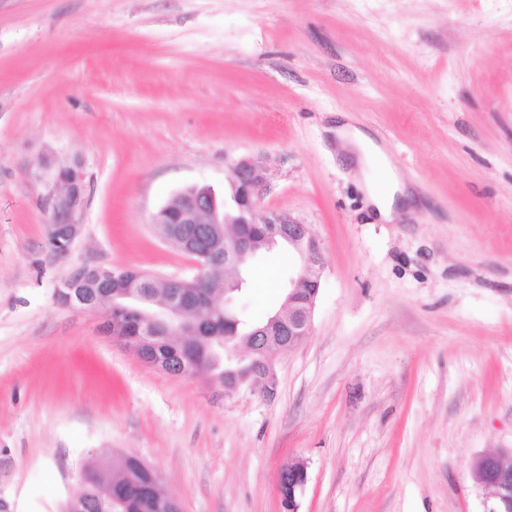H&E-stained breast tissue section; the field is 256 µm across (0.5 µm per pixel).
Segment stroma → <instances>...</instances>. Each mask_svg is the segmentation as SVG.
I'll use <instances>...</instances> for the list:
<instances>
[{
	"label": "stroma",
	"mask_w": 512,
	"mask_h": 512,
	"mask_svg": "<svg viewBox=\"0 0 512 512\" xmlns=\"http://www.w3.org/2000/svg\"><path fill=\"white\" fill-rule=\"evenodd\" d=\"M402 171L376 220L336 118ZM79 162L81 233L50 252L42 154ZM266 169L257 216L309 225L312 330L276 387L173 377L59 305L74 268L188 278L153 215ZM297 259L233 300L280 309ZM512 449V0H0V512H62L81 469L134 455L182 512H481L470 466ZM307 482V466L297 462L284 469L278 477V491L282 512H299L297 495Z\"/></svg>",
	"instance_id": "1"
}]
</instances>
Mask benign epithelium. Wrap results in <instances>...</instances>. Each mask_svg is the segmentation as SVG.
<instances>
[{
	"label": "benign epithelium",
	"mask_w": 512,
	"mask_h": 512,
	"mask_svg": "<svg viewBox=\"0 0 512 512\" xmlns=\"http://www.w3.org/2000/svg\"><path fill=\"white\" fill-rule=\"evenodd\" d=\"M53 158L43 156L38 161L35 176L53 183L43 198V205L52 216L47 225V236L55 245L53 253L67 254L81 232L79 213L82 210L86 184L80 166H69L52 173ZM232 183L233 213L226 212L227 203L219 202L209 186H194L191 195L184 197L182 207L174 214L160 209L152 218L158 234L190 255L196 273L190 280L164 279L169 288L165 302L159 303L150 293L117 294L108 287L114 272L104 271L100 280L105 287L98 291L82 288L92 269L76 268L56 287V301L66 307L90 313H101L105 328L113 337L125 340L146 364L176 377L190 375V362L162 360L150 354L151 340L160 333L189 336L193 326L183 321L185 309L196 298V289L206 283L218 268H230L236 277L224 294V309L231 307L228 294L242 289L245 280L242 269L262 250L282 246L295 253L298 269L288 281L284 309L266 321L252 325L246 360L249 373L224 392L231 393L247 384L270 395L276 380L273 371L275 356L281 351L299 345L309 335L323 268L319 241L309 225L301 224L284 215L271 213L263 222L254 221L258 196L267 186V173L247 159L235 164ZM501 453H487L476 458L479 475L476 487L481 493V512H512V467L503 463ZM307 482V466L297 462L284 469L278 477V491L282 512H298L297 495Z\"/></svg>",
	"instance_id": "1"
}]
</instances>
